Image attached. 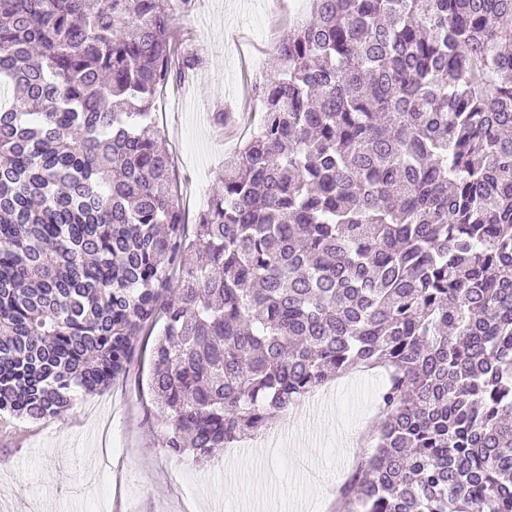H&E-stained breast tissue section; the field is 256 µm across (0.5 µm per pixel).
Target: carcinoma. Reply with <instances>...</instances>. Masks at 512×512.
<instances>
[{
  "instance_id": "obj_1",
  "label": "carcinoma",
  "mask_w": 512,
  "mask_h": 512,
  "mask_svg": "<svg viewBox=\"0 0 512 512\" xmlns=\"http://www.w3.org/2000/svg\"><path fill=\"white\" fill-rule=\"evenodd\" d=\"M194 0H0V413L126 374L206 456L390 375L336 512H512V0H309L188 232L153 117Z\"/></svg>"
}]
</instances>
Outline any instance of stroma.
<instances>
[{"instance_id": "35a3bbf8", "label": "stroma", "mask_w": 512, "mask_h": 512, "mask_svg": "<svg viewBox=\"0 0 512 512\" xmlns=\"http://www.w3.org/2000/svg\"><path fill=\"white\" fill-rule=\"evenodd\" d=\"M297 0H196L175 17L177 50L198 54L199 69L155 103V119L174 165L180 202L206 208L225 154L236 150L261 110L243 90L269 74L276 48L294 25ZM229 112L235 135L210 120ZM149 349L127 377L101 396H78L62 419L7 418L0 431V512H182L195 483L199 512H333L336 483L357 471L370 446H352L354 423L380 417L382 370L342 377L324 387L301 432L275 453L255 445L221 448L212 457L170 455L144 408L152 396Z\"/></svg>"}]
</instances>
